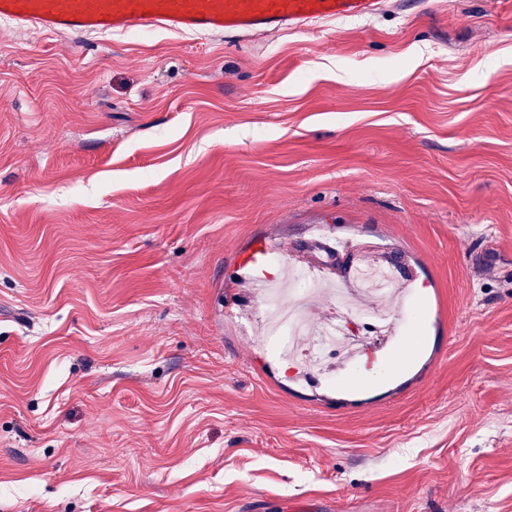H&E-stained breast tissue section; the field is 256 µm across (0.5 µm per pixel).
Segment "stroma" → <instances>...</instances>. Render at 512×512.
<instances>
[{
	"label": "stroma",
	"mask_w": 512,
	"mask_h": 512,
	"mask_svg": "<svg viewBox=\"0 0 512 512\" xmlns=\"http://www.w3.org/2000/svg\"><path fill=\"white\" fill-rule=\"evenodd\" d=\"M415 279L288 380L259 239ZM512 512V0L251 39L0 22V512ZM270 251V246L266 243V241H258L255 243V245L251 248L249 254H247L245 257L242 258L241 264L243 265H249L252 269L256 270V274L253 275L251 278V281L253 283L252 285V291L250 295L247 297V301L251 302L253 299V294L259 295V289L265 288V286L274 281L276 278H270L268 277L264 270L261 271V268L264 263V258L267 256V254ZM261 271V273H260ZM395 282L399 286L398 299L391 313L389 325L382 330H368L363 337L349 340L343 352L331 359L328 366L318 371L304 373L302 376L318 381L322 377L331 380L335 378V374L338 376L348 372L364 375L403 353L402 333L406 327L401 310L411 292V279L401 278Z\"/></svg>",
	"instance_id": "obj_1"
}]
</instances>
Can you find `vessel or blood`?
Instances as JSON below:
<instances>
[{"instance_id":"b4317fda","label":"vessel or blood","mask_w":512,"mask_h":512,"mask_svg":"<svg viewBox=\"0 0 512 512\" xmlns=\"http://www.w3.org/2000/svg\"><path fill=\"white\" fill-rule=\"evenodd\" d=\"M382 6L383 0H0V22L74 36L149 27L246 37L304 28L322 20L366 17ZM269 251L261 240L242 259L254 271V288L269 282L261 271ZM397 284L398 307L389 325L349 341L326 367L311 372V379H331L348 372L368 374L402 354L405 323L400 308L410 295L411 281L401 278Z\"/></svg>"}]
</instances>
